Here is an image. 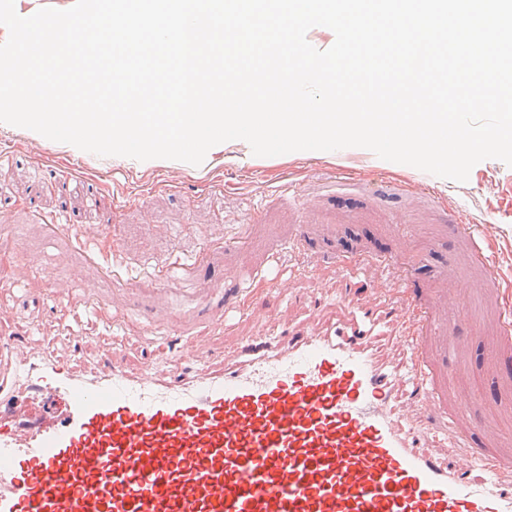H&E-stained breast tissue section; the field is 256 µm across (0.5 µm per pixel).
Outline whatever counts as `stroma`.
Masks as SVG:
<instances>
[{
	"mask_svg": "<svg viewBox=\"0 0 512 512\" xmlns=\"http://www.w3.org/2000/svg\"><path fill=\"white\" fill-rule=\"evenodd\" d=\"M495 225L494 243L505 273L512 274V166L497 159L476 164L466 182L434 185L411 166L361 148L339 160L326 151L257 158L243 140L212 147L202 164L166 159L134 163L121 156H84L69 144L0 123V243L18 249L21 269L33 279L44 270L76 276L82 288L111 297L132 289L130 331L151 322L145 272L182 253L204 261L195 282L228 288L232 276L287 255L288 228L303 225V253L369 258L394 236L396 220L411 226L415 261L411 277L429 295H448L454 281L480 269L457 239L460 208ZM45 224H112L130 269L112 280L73 249L67 235H45ZM231 330L202 325L200 335L218 349L235 336L258 332L269 310L287 312L288 301L261 281L243 293ZM472 382L485 389L494 422L512 435V391H487L482 345L461 324Z\"/></svg>",
	"mask_w": 512,
	"mask_h": 512,
	"instance_id": "35a3bbf8",
	"label": "stroma"
}]
</instances>
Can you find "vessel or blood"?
Returning <instances> with one entry per match:
<instances>
[{"mask_svg": "<svg viewBox=\"0 0 512 512\" xmlns=\"http://www.w3.org/2000/svg\"><path fill=\"white\" fill-rule=\"evenodd\" d=\"M47 230L123 272L111 226ZM458 230L486 271L454 290L465 315L475 296L512 292V281L484 225ZM411 251L402 234L379 258H337L332 284L270 266L276 287L308 280L303 318L278 319L275 336L236 337L217 366L203 337L155 322L133 337L152 358L137 372L115 362L108 336L84 332L56 351L57 328L127 319L68 278L53 281L58 324L40 339L0 304V512H512V457L500 454L512 442L473 422V391L449 394L468 364L450 373L432 358L431 342L448 338L441 301L418 303L406 280L384 273ZM193 265L176 254L150 271L158 308L177 300L223 323L239 289L185 287ZM511 335L506 307L487 351L501 357ZM86 348L99 367L81 365ZM22 391L63 394L68 410L29 415Z\"/></svg>", "mask_w": 512, "mask_h": 512, "instance_id": "vessel-or-blood-1", "label": "vessel or blood"}]
</instances>
